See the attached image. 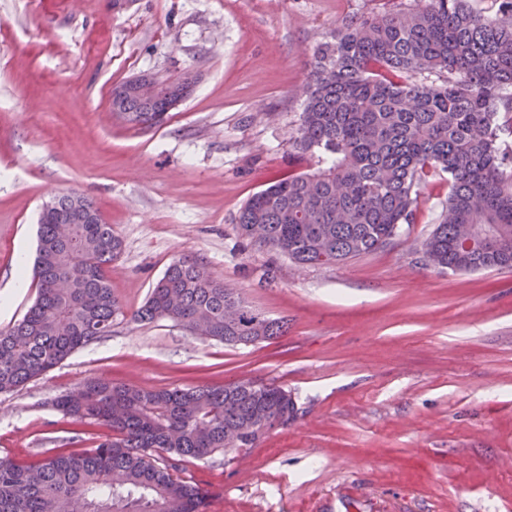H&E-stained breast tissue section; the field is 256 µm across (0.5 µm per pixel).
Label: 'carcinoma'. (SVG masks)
I'll list each match as a JSON object with an SVG mask.
<instances>
[{
    "label": "carcinoma",
    "mask_w": 512,
    "mask_h": 512,
    "mask_svg": "<svg viewBox=\"0 0 512 512\" xmlns=\"http://www.w3.org/2000/svg\"><path fill=\"white\" fill-rule=\"evenodd\" d=\"M343 22L316 47L293 137L319 165L254 194L236 231L302 266L340 265L385 247L415 221L420 189L448 180L444 214L422 243L426 265L473 273L512 268V0L495 14L471 0H392ZM186 80L140 77L112 89L113 115L163 121ZM123 240L85 197L54 199L40 219L38 295L0 330V393L47 374L109 335L118 320H168L229 346L268 342L286 323L252 309L190 255L174 259L130 311L107 267ZM55 407L108 433L90 449L30 462L0 457V512H205L207 491L185 465L256 447L298 413L284 388L255 381L148 389L95 378Z\"/></svg>",
    "instance_id": "cac0c4a2"
}]
</instances>
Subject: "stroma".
<instances>
[{
    "mask_svg": "<svg viewBox=\"0 0 512 512\" xmlns=\"http://www.w3.org/2000/svg\"><path fill=\"white\" fill-rule=\"evenodd\" d=\"M379 0H0V329L35 284L42 204L77 191L124 241L112 290L139 307L175 257L203 262L284 336L231 347L168 320L121 322L46 376L0 393V456L86 448L99 426L52 402L90 378L147 388L274 384L298 414L256 448L187 464L206 512H512V269L442 273L420 243L448 185L421 190L415 224L340 266L299 268L245 245L247 200L305 170L293 136L315 46ZM143 74L192 82L164 121L113 117Z\"/></svg>",
    "mask_w": 512,
    "mask_h": 512,
    "instance_id": "35a3bbf8",
    "label": "stroma"
}]
</instances>
